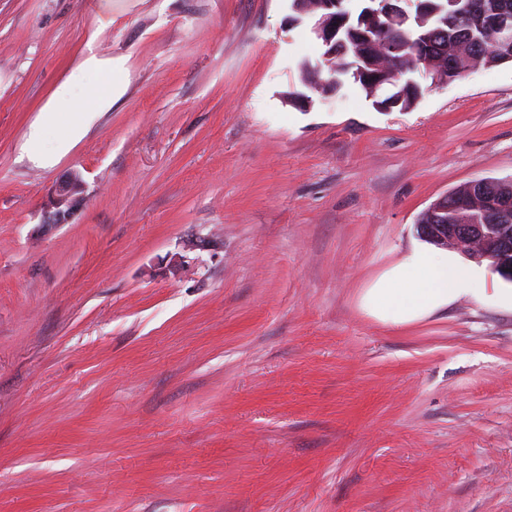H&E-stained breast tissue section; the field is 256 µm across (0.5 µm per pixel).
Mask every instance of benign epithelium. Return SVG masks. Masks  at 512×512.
<instances>
[{
	"instance_id": "7a95c632",
	"label": "benign epithelium",
	"mask_w": 512,
	"mask_h": 512,
	"mask_svg": "<svg viewBox=\"0 0 512 512\" xmlns=\"http://www.w3.org/2000/svg\"><path fill=\"white\" fill-rule=\"evenodd\" d=\"M299 22L306 16L315 18L313 32L325 46L326 63L337 61L329 77H322V68L309 63L301 65L304 77L314 79L321 89L336 87V73L355 75L367 71L357 67L361 61L368 65L376 60L369 31L379 22L397 23L406 30L395 42L386 46L389 56L386 68L402 62L418 73L431 77L438 84L447 83L448 58L432 61L423 52L406 53L418 39L423 28L436 24V32L448 33L453 20L448 16L447 0H413L415 11L410 13L400 6L402 0H369L357 25L344 32L336 25V7L340 0H292ZM486 21L482 30L489 34L498 49V63H512V17L496 9L484 10ZM369 98L380 109L400 106L413 91V78L407 76L395 83L388 73L367 85ZM84 184L76 174L61 181L54 190L53 209L44 217V224H65L83 201ZM418 230L421 237L438 246L462 250L480 262L488 260L493 270L512 282V179H474L432 203L420 216Z\"/></svg>"
}]
</instances>
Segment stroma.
Segmentation results:
<instances>
[{
  "instance_id": "1",
  "label": "stroma",
  "mask_w": 512,
  "mask_h": 512,
  "mask_svg": "<svg viewBox=\"0 0 512 512\" xmlns=\"http://www.w3.org/2000/svg\"><path fill=\"white\" fill-rule=\"evenodd\" d=\"M293 15L0 0V512H512V311L360 307L433 201L512 178V65L383 111L301 83L324 47ZM89 51L124 85L37 165ZM84 184L81 178L74 174L61 181L54 190L53 210H49L43 224H65L83 201Z\"/></svg>"
}]
</instances>
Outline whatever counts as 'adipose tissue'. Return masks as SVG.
I'll return each mask as SVG.
<instances>
[{"label":"adipose tissue","instance_id":"obj_1","mask_svg":"<svg viewBox=\"0 0 512 512\" xmlns=\"http://www.w3.org/2000/svg\"><path fill=\"white\" fill-rule=\"evenodd\" d=\"M120 85L119 68L112 60L87 55L32 129L28 140L31 160L41 165L51 162L53 154L44 146L51 129L59 132L56 152H68L100 112L111 107ZM480 283L478 273L462 265L455 254L429 244L418 245L367 289L362 308L381 322L406 325L448 308L461 291L477 298L485 296Z\"/></svg>","mask_w":512,"mask_h":512}]
</instances>
